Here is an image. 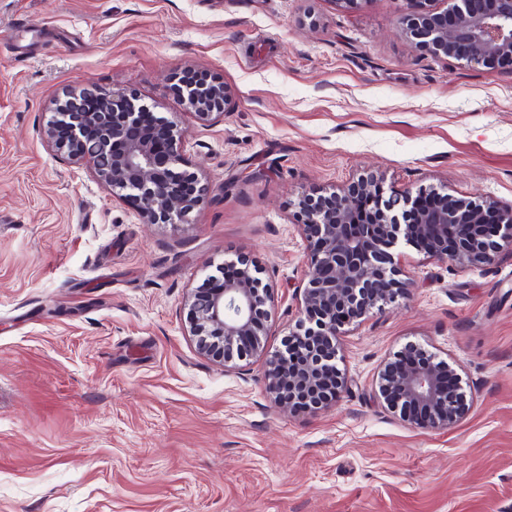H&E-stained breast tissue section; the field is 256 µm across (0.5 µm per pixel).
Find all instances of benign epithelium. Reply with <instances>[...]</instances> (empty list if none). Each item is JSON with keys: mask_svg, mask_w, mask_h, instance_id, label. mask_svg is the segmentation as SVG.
<instances>
[{"mask_svg": "<svg viewBox=\"0 0 512 512\" xmlns=\"http://www.w3.org/2000/svg\"><path fill=\"white\" fill-rule=\"evenodd\" d=\"M402 21L401 34L419 51L452 58L467 66L512 68V0H460L452 10L437 11L430 0ZM179 97L195 117L209 122L224 114L231 92L213 77L200 88L183 86ZM66 98H98L123 111L65 114L57 101L44 129L51 146L72 162L92 164L99 181L135 204L148 224H189L204 199L195 173L185 169L183 143L173 122L155 117L143 122L147 108L125 95H104L91 88L69 90ZM415 220L400 217L408 210ZM298 227L306 241V279L297 289L302 318L288 333V361L278 351L269 361L265 388L275 406L287 410L282 388L329 394L325 405L341 395L347 379L338 367L339 339L346 326L396 302L407 283L395 258L398 245L422 242L425 253L448 261L453 271L489 263L500 247L503 225L512 227V204L472 202L420 187L414 192L384 191L383 178L370 172L341 189L304 195L297 202ZM241 263L239 276L216 291L197 290L188 298L189 332L200 337V354L229 363L224 348L240 341L249 353L265 351L268 306L273 290ZM381 408L416 428L448 430L468 414L470 400L454 365L408 345L387 361L375 381Z\"/></svg>", "mask_w": 512, "mask_h": 512, "instance_id": "1", "label": "benign epithelium"}]
</instances>
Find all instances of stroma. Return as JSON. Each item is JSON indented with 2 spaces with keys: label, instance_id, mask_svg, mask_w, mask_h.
Here are the masks:
<instances>
[{
  "label": "stroma",
  "instance_id": "obj_1",
  "mask_svg": "<svg viewBox=\"0 0 512 512\" xmlns=\"http://www.w3.org/2000/svg\"><path fill=\"white\" fill-rule=\"evenodd\" d=\"M413 0H0V512H512V245L463 271L401 245L409 291L350 327L337 402L283 412L265 361L199 354L188 292L244 256L298 318L304 194L385 187L512 203V72L415 51ZM220 77L223 116L172 70ZM135 94L205 190L146 224L41 131L62 90ZM415 344L472 398L446 431L375 401ZM182 88L179 97L198 120L209 122L224 115L231 92L222 79L211 77L208 85L198 89L194 85H182Z\"/></svg>",
  "mask_w": 512,
  "mask_h": 512
}]
</instances>
